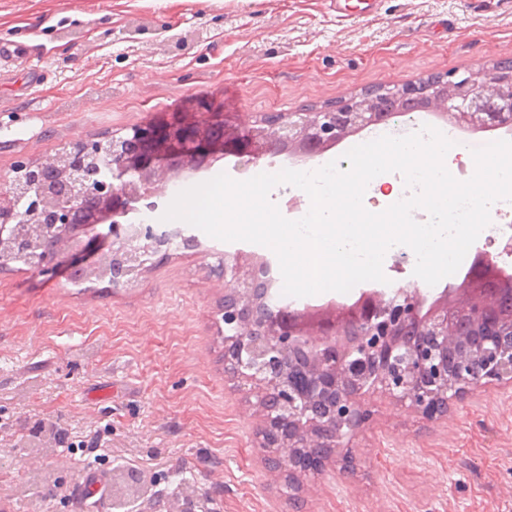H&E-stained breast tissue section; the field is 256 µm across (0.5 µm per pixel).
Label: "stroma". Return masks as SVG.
Masks as SVG:
<instances>
[{"instance_id": "35a3bbf8", "label": "stroma", "mask_w": 512, "mask_h": 512, "mask_svg": "<svg viewBox=\"0 0 512 512\" xmlns=\"http://www.w3.org/2000/svg\"><path fill=\"white\" fill-rule=\"evenodd\" d=\"M29 57L0 70V176L78 141L157 124L198 100L225 124L268 113L315 112L374 87L512 60V14L472 0H375L342 16L329 0H0V45ZM367 133L308 161L280 156L238 165L229 156L182 174L190 187L282 169H314ZM192 249L170 251L137 285L112 291L30 269L0 271V508L86 512L88 470L132 472L157 512L189 480L215 512H512V385L451 401L430 421L389 397L350 468L330 463L299 502L273 481L254 433V396L225 375L215 312L222 254L272 257L183 225ZM101 434L94 451L69 442ZM70 465L56 467V456Z\"/></svg>"}]
</instances>
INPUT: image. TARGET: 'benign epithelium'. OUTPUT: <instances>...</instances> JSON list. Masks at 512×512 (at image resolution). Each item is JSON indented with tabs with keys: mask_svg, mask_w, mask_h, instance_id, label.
<instances>
[{
	"mask_svg": "<svg viewBox=\"0 0 512 512\" xmlns=\"http://www.w3.org/2000/svg\"><path fill=\"white\" fill-rule=\"evenodd\" d=\"M426 111L479 130L512 124V74L495 69L450 73L425 88ZM371 97L341 100L318 112L261 118L243 130L224 128L214 141L211 129L222 112H173L159 125L137 126L112 138L111 173L102 177L85 158L97 142L77 143L38 164L22 163L0 190V265L11 246L26 252L29 225L54 239L35 253L30 269L52 275L62 261L87 280L129 288L124 271L111 268L125 253L135 268L164 252L172 232H141L124 218L158 187L188 171H199L225 156L256 163L269 156L311 157L379 122ZM112 239L105 251L95 246ZM484 276L467 278L439 292L416 286L361 290L351 304L336 302L335 313L315 318L303 308L271 301L272 264L240 252L224 253L217 268L224 277V305L216 323L224 325V369L255 385L264 422L260 448L287 451L288 488L320 474L329 449L350 448L372 419L367 397L386 395L427 420L448 415V399L492 382L512 383L511 288H482L490 278L512 281L492 256L478 252ZM120 509L147 489L118 482Z\"/></svg>",
	"mask_w": 512,
	"mask_h": 512,
	"instance_id": "obj_1",
	"label": "benign epithelium"
}]
</instances>
